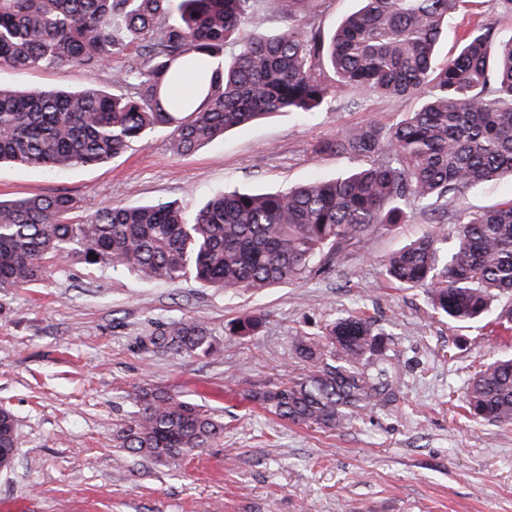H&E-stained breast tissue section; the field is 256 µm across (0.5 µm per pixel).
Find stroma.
<instances>
[{
	"label": "stroma",
	"instance_id": "1",
	"mask_svg": "<svg viewBox=\"0 0 512 512\" xmlns=\"http://www.w3.org/2000/svg\"><path fill=\"white\" fill-rule=\"evenodd\" d=\"M110 70L61 65L18 73L8 87H106ZM359 107L307 116L281 112L185 154L155 129L108 162L56 174L0 167V200L67 192L80 221L108 206L178 203L195 213L224 188L276 191L358 167L313 147L366 123L389 127L420 100L361 93ZM512 200V179L469 191L449 216ZM433 226L422 213L376 233L330 275L261 293L205 287L188 278L147 283L131 273L70 257L46 262L36 284L0 294V406L17 423L10 470L0 472V512H512V428L463 419L466 371L512 350V322L489 315L454 322L435 314L423 291L383 276L396 249ZM361 310L390 330L402 355L403 400L334 431L275 417L252 402L255 385L298 375L295 336ZM258 311L247 338L226 325ZM206 323L218 348L181 358L145 346L158 326ZM149 386L202 404L224 422V438L177 468L113 447L112 434Z\"/></svg>",
	"mask_w": 512,
	"mask_h": 512
}]
</instances>
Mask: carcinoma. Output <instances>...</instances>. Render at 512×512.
<instances>
[{"label": "carcinoma", "mask_w": 512, "mask_h": 512, "mask_svg": "<svg viewBox=\"0 0 512 512\" xmlns=\"http://www.w3.org/2000/svg\"><path fill=\"white\" fill-rule=\"evenodd\" d=\"M263 2L0 0V68L99 70L135 51L112 71L115 93L0 87V163L50 171L96 165L159 127L171 129L175 152H189L267 115L315 112L335 100L337 86L420 99L418 110L392 127L365 124L315 145L318 155L362 159L358 169L274 193L226 190L192 217L157 201L106 207L73 223L68 195L0 201L1 294L38 281L45 260L57 256L146 282L192 277L263 291L344 265L352 249L405 223L417 206L442 214L443 224L390 255L388 280L424 289L436 313L458 322L512 298V202L457 214L451 254L445 227L448 203L512 175V39H497L493 18L512 14V0H487L490 15L441 65L436 45L468 0H358L330 34L317 24L320 0H277L288 6V23L258 31ZM188 71L195 94H171ZM262 322L261 313H250L229 333L254 336ZM148 346L189 358L217 352L212 330L187 319L159 326ZM294 349L304 374L249 393L280 418L334 430L400 402V354L390 333L362 313L297 336ZM464 404L475 422L512 425V353L481 364ZM223 433L224 423L203 406L143 388L112 447L175 467ZM16 444L15 416L1 407V472L11 468Z\"/></svg>", "instance_id": "1"}]
</instances>
